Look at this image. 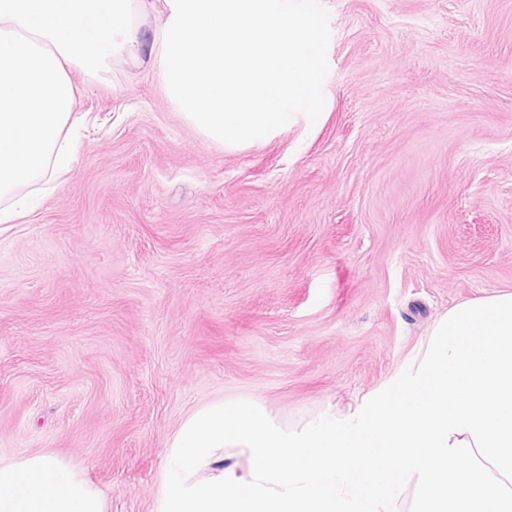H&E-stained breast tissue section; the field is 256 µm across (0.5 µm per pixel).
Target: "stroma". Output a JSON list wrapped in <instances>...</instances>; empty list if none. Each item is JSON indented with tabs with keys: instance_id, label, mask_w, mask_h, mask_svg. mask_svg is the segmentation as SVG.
Masks as SVG:
<instances>
[{
	"instance_id": "stroma-1",
	"label": "stroma",
	"mask_w": 512,
	"mask_h": 512,
	"mask_svg": "<svg viewBox=\"0 0 512 512\" xmlns=\"http://www.w3.org/2000/svg\"><path fill=\"white\" fill-rule=\"evenodd\" d=\"M296 2L320 19L312 129L228 149L150 63L73 74L72 166L0 224V459L155 512L195 408L347 407L449 307L512 292V0Z\"/></svg>"
}]
</instances>
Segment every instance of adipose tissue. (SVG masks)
<instances>
[{
    "label": "adipose tissue",
    "mask_w": 512,
    "mask_h": 512,
    "mask_svg": "<svg viewBox=\"0 0 512 512\" xmlns=\"http://www.w3.org/2000/svg\"><path fill=\"white\" fill-rule=\"evenodd\" d=\"M316 34L290 0H0V224L72 162L73 72L155 63L184 121L234 147L315 107ZM0 512H108V500L86 468L33 453L0 460Z\"/></svg>",
    "instance_id": "1"
}]
</instances>
